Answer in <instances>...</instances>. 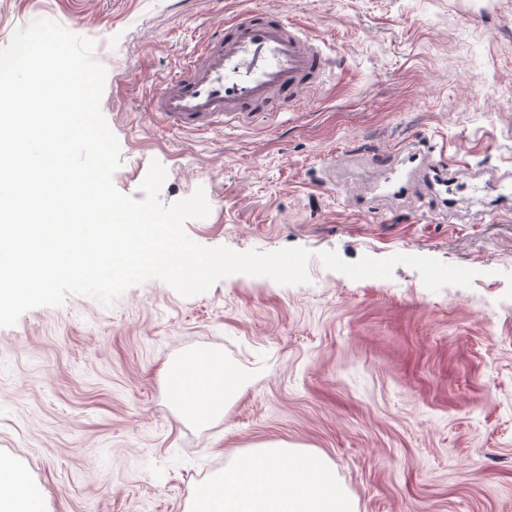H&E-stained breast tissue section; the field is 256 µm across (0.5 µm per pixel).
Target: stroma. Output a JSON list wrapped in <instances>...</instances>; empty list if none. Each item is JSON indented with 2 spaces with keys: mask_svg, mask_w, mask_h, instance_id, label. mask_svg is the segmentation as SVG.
Masks as SVG:
<instances>
[{
  "mask_svg": "<svg viewBox=\"0 0 512 512\" xmlns=\"http://www.w3.org/2000/svg\"><path fill=\"white\" fill-rule=\"evenodd\" d=\"M247 9L315 35L326 83L237 126L161 127L147 99ZM41 18L96 43L118 191L143 199L156 160L163 203L206 193L196 243L310 253L305 285L150 279L0 328V456L47 512H186L265 443L325 457L356 512H512V193L467 189L512 168V0H0V47ZM403 145L451 168V210L365 205ZM201 352L244 381L207 423L165 388Z\"/></svg>",
  "mask_w": 512,
  "mask_h": 512,
  "instance_id": "1",
  "label": "stroma"
}]
</instances>
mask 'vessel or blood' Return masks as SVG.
<instances>
[{
	"label": "vessel or blood",
	"instance_id": "vessel-or-blood-1",
	"mask_svg": "<svg viewBox=\"0 0 512 512\" xmlns=\"http://www.w3.org/2000/svg\"><path fill=\"white\" fill-rule=\"evenodd\" d=\"M327 58L303 28L273 11H246L206 37L180 72L148 103L163 126L178 131H213L253 117L255 106L287 109L320 87ZM435 168L421 152L408 153L401 167L386 169L387 197L404 199L426 185Z\"/></svg>",
	"mask_w": 512,
	"mask_h": 512
}]
</instances>
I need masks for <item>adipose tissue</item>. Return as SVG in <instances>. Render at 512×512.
I'll return each mask as SVG.
<instances>
[{"label": "adipose tissue", "mask_w": 512, "mask_h": 512, "mask_svg": "<svg viewBox=\"0 0 512 512\" xmlns=\"http://www.w3.org/2000/svg\"><path fill=\"white\" fill-rule=\"evenodd\" d=\"M171 383L186 414L197 420L222 412L243 387L215 354L187 359ZM0 512H45L29 476L1 458ZM190 512H354V503L322 456L267 444L239 454L199 486Z\"/></svg>", "instance_id": "adipose-tissue-1"}]
</instances>
